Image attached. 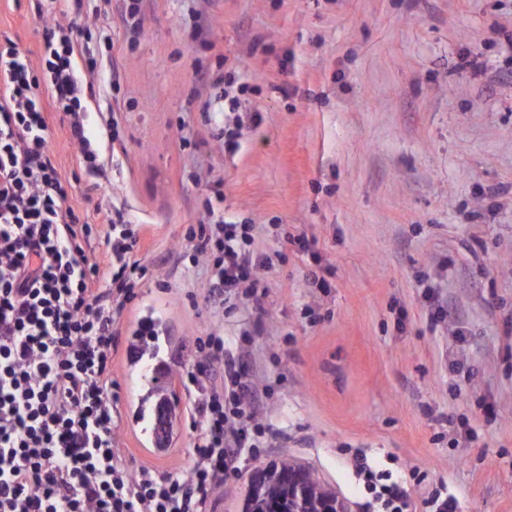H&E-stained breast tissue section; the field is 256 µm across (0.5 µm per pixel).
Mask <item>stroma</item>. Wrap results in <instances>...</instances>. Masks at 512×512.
I'll return each instance as SVG.
<instances>
[{
    "instance_id": "35a3bbf8",
    "label": "stroma",
    "mask_w": 512,
    "mask_h": 512,
    "mask_svg": "<svg viewBox=\"0 0 512 512\" xmlns=\"http://www.w3.org/2000/svg\"><path fill=\"white\" fill-rule=\"evenodd\" d=\"M36 5L0 0V34L33 60ZM125 7L73 13L98 60L84 104L104 168L52 135L89 252L105 250L112 205L141 227L147 273L112 353L118 446L139 466L189 467L198 433L176 377L217 330L244 356L257 433L205 512H241L250 473L281 457L347 512H379L361 456L408 483L418 512L440 490L458 512H512V0H139L136 25ZM231 82L249 90L228 151ZM209 207L255 225L254 251L273 259L262 310L201 306L210 267L186 235ZM146 318L170 369L161 453L133 418L131 334Z\"/></svg>"
}]
</instances>
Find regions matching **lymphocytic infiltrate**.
Instances as JSON below:
<instances>
[{"mask_svg": "<svg viewBox=\"0 0 512 512\" xmlns=\"http://www.w3.org/2000/svg\"><path fill=\"white\" fill-rule=\"evenodd\" d=\"M72 0H40V58L0 38V512H203L253 420L241 359L212 333L195 340L198 359L180 374L194 396L201 431L185 473L130 471L112 431V350L145 269L121 209L109 216L107 264L84 245L92 226L66 202L74 187L51 151V114L66 123L90 169L103 166L88 131L84 99L96 66L71 32ZM251 225L203 223L195 252L213 256L215 302L244 294L262 307L261 270ZM223 387L205 388L211 371Z\"/></svg>", "mask_w": 512, "mask_h": 512, "instance_id": "lymphocytic-infiltrate-1", "label": "lymphocytic infiltrate"}]
</instances>
